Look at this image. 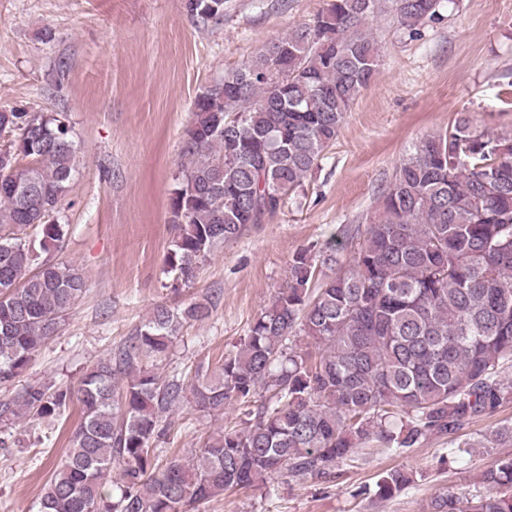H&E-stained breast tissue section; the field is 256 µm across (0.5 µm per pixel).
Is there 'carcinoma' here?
I'll return each mask as SVG.
<instances>
[{
    "instance_id": "cac0c4a2",
    "label": "carcinoma",
    "mask_w": 512,
    "mask_h": 512,
    "mask_svg": "<svg viewBox=\"0 0 512 512\" xmlns=\"http://www.w3.org/2000/svg\"><path fill=\"white\" fill-rule=\"evenodd\" d=\"M209 0H186L203 23ZM390 3L410 38L441 19L447 0H331L313 20L270 41L196 98L172 193L164 259L170 288L192 287L224 242L284 208L321 166L348 112L374 81L380 54L368 19ZM14 133L0 168V385L27 369L86 293L74 268L40 253L60 246L61 201L76 145L63 114L0 111ZM41 229L39 244L25 240ZM348 266L331 277L339 254ZM209 301L155 306L115 356L75 387L30 385L0 405L5 421L53 423L70 403L81 420L42 491L39 512H192L224 492L268 487L277 474L329 479L370 442L387 450L452 437L512 404V137L466 112L414 145L367 224H346L290 260L288 281L212 370L165 378L160 361ZM306 336L314 355L296 348ZM188 404L243 427L210 433L187 457L161 455L163 417ZM471 498L443 494L431 512H512V453L481 475ZM412 483L393 469L388 498Z\"/></svg>"
}]
</instances>
